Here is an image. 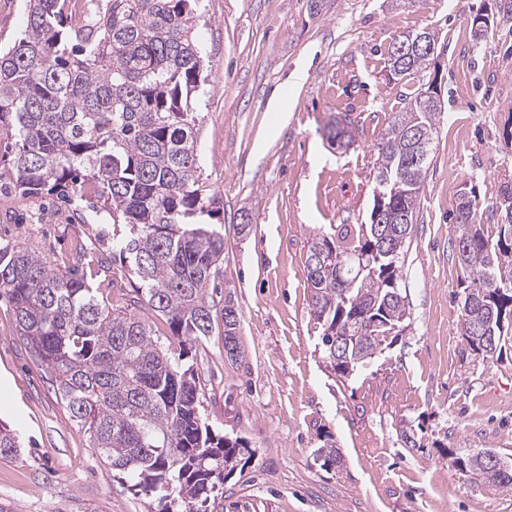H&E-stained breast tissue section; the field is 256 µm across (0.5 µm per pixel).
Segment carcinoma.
I'll return each mask as SVG.
<instances>
[{"mask_svg":"<svg viewBox=\"0 0 512 512\" xmlns=\"http://www.w3.org/2000/svg\"><path fill=\"white\" fill-rule=\"evenodd\" d=\"M26 34L0 52V137L13 141L0 182L19 194L60 198L86 188L112 219V253L134 282L119 304L99 299L79 274L83 248L61 269L20 242L0 243V297L16 334L56 383L89 447L162 512H223L218 500L242 443L211 433L200 415V377L183 351L213 331L208 286L224 261V233L211 222L220 200L199 180L194 108L208 84L196 35L201 0H90L82 26L70 0H26ZM431 58L389 53L392 75L427 77ZM427 87L393 116L378 143V194L366 224H340L315 236L307 255L311 313L321 328L323 362L341 378L368 364L410 326L403 291L405 249L418 221V198L434 157L439 97ZM329 143L347 149L334 126ZM464 248L460 325L470 349L492 356L512 341V202L500 207L497 238L484 233L476 196L460 191L455 215ZM345 255L337 269L328 258ZM166 320L180 353L163 349L149 323ZM224 345L235 356L240 317L224 299ZM356 337L348 360L336 340ZM0 427V459L18 456ZM461 469L511 489L512 471L489 474L481 455Z\"/></svg>","mask_w":512,"mask_h":512,"instance_id":"cac0c4a2","label":"carcinoma"}]
</instances>
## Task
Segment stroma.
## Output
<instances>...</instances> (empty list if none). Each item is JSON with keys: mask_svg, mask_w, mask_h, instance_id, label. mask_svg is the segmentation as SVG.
Returning a JSON list of instances; mask_svg holds the SVG:
<instances>
[{"mask_svg": "<svg viewBox=\"0 0 512 512\" xmlns=\"http://www.w3.org/2000/svg\"><path fill=\"white\" fill-rule=\"evenodd\" d=\"M202 0L199 33L209 83L198 104L201 179L224 204V264L215 285L240 312L239 360L220 336L188 354L201 416L250 448L224 482V512H512V490L454 465L492 450L512 458V345L473 354L459 323L451 198L473 189L485 234L512 197V19L498 0ZM492 24L475 38L471 19ZM426 28L438 39L444 109L420 213L404 258L411 325L340 380L325 366L310 314L306 254L315 235L367 223L378 143L403 95L421 80L391 76L388 52ZM348 119L355 142L331 148ZM0 190V241H22L54 262L76 244L105 301L129 292L98 225L110 217L73 198L49 221ZM250 232L239 233L240 213ZM0 424L22 450L0 460V501L16 512H158L105 465L18 339L0 298ZM414 437L407 445L406 437ZM332 439L343 461L322 465Z\"/></svg>", "mask_w": 512, "mask_h": 512, "instance_id": "35a3bbf8", "label": "stroma"}]
</instances>
